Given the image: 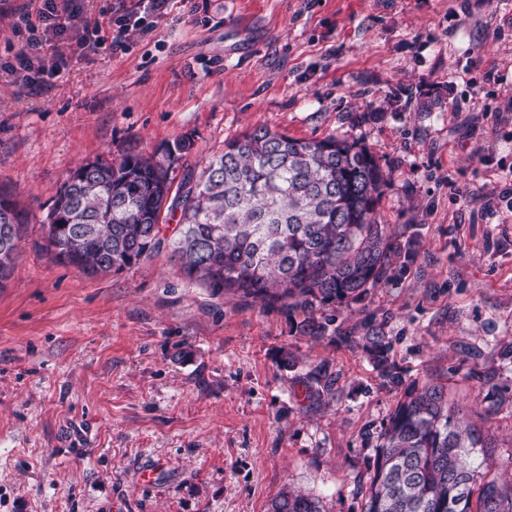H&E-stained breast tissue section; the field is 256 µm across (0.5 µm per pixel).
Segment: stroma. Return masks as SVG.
<instances>
[{
	"instance_id": "stroma-1",
	"label": "stroma",
	"mask_w": 512,
	"mask_h": 512,
	"mask_svg": "<svg viewBox=\"0 0 512 512\" xmlns=\"http://www.w3.org/2000/svg\"><path fill=\"white\" fill-rule=\"evenodd\" d=\"M22 2L0 0V186L27 215L0 289V512H269L287 489L361 512L373 432L426 384L512 472V0H171L124 52L113 20L136 0H84L96 49L45 42L59 71L38 85L11 72ZM260 127L368 148L378 221L414 241L335 335L190 282L167 247L94 277L43 251L81 163L183 139L179 180ZM384 338L385 336H382L380 331L372 330V333L366 337V349L374 359L377 367L386 374V376L393 378V372L386 355V344L384 343Z\"/></svg>"
}]
</instances>
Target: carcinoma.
Here are the masks:
<instances>
[{
	"label": "carcinoma",
	"mask_w": 512,
	"mask_h": 512,
	"mask_svg": "<svg viewBox=\"0 0 512 512\" xmlns=\"http://www.w3.org/2000/svg\"><path fill=\"white\" fill-rule=\"evenodd\" d=\"M185 149L181 140L162 159L130 153L78 166L47 214L53 260L93 276L130 269L168 246L189 280L300 310L297 332L317 339L336 309L402 274L393 259L403 245L376 217L385 178L366 147L259 128L174 188L170 170ZM166 213L180 214L170 239L162 234ZM26 222L0 187V280L14 268ZM366 349L393 376L380 332L367 336ZM374 442L362 512H512V480L488 477V433L448 403L444 387L408 391ZM269 512L326 510L319 499L286 490Z\"/></svg>",
	"instance_id": "1"
}]
</instances>
